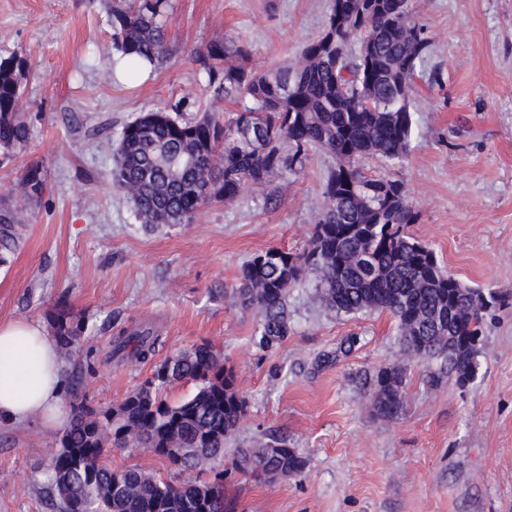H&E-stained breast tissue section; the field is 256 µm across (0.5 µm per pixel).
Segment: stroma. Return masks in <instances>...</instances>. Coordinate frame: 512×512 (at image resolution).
Instances as JSON below:
<instances>
[{
  "instance_id": "stroma-1",
  "label": "stroma",
  "mask_w": 512,
  "mask_h": 512,
  "mask_svg": "<svg viewBox=\"0 0 512 512\" xmlns=\"http://www.w3.org/2000/svg\"><path fill=\"white\" fill-rule=\"evenodd\" d=\"M111 6L0 0V56L31 65L32 127L27 146L0 164V200L30 165L48 186L0 264V320L43 322L61 300L88 316L94 363L77 395L98 408L121 402L157 360L204 340L221 346L245 403L224 450L234 512H512V0H413L430 43L412 99L416 133L402 162H363L369 174L403 179L417 215L410 234L467 286L501 295L466 387L440 361H410L391 314H336L311 279L288 291V337L255 344L254 311L227 293L254 253L307 249L331 157L313 154L304 174L275 180L273 205L247 188L193 223L156 230L112 185L124 123L178 104L188 116L228 110L204 94L193 48L226 36L249 48L251 66H280L320 34L330 0H171L164 60L113 81L103 75L116 55ZM105 121L111 130L86 135ZM142 324L159 337L154 358H113L114 337ZM386 366L406 370L392 418L376 413L369 383ZM56 434L37 419L0 424V512H55L46 473ZM273 438L303 457L300 474L257 480L236 468L239 447Z\"/></svg>"
}]
</instances>
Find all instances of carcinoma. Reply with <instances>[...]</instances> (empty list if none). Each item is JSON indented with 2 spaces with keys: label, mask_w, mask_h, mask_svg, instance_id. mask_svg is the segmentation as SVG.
Here are the masks:
<instances>
[{
  "label": "carcinoma",
  "mask_w": 512,
  "mask_h": 512,
  "mask_svg": "<svg viewBox=\"0 0 512 512\" xmlns=\"http://www.w3.org/2000/svg\"><path fill=\"white\" fill-rule=\"evenodd\" d=\"M366 16L339 15L337 0L322 32L297 63L274 70L248 66L250 52L231 40H212L195 51L213 100L235 105L232 116L208 110L185 118L148 111L125 123L114 156L113 185L132 204L142 224H188L202 206L236 198L246 187L267 190L275 180L305 171L315 151L335 165L323 186L324 205L309 249L296 255L271 247L241 268L236 302L255 310L257 340L271 348L288 336V290L316 275L319 300L338 314L387 311L405 350L414 359L443 360L455 383L478 373L479 341L486 308L495 292L460 283L445 271L435 250L405 232L416 220L404 182L365 173L362 158L400 162L415 134L410 107L429 44L412 40L411 0H373ZM169 0H117L110 22L115 50L135 71L140 61L165 57L163 16ZM363 30L371 56L349 50L348 28ZM28 61L0 58V155L24 149L31 128L23 108ZM408 96L398 102V84ZM46 189L43 168L27 167L15 188L20 203L0 209V263L13 251L14 224H23ZM61 358L90 362L91 327L65 302L48 313ZM158 337L140 326L115 337L112 356L145 360ZM195 385L190 396L170 402L164 391ZM405 369L383 367L373 379L375 409L384 417L402 407ZM244 415L232 371L213 343L202 341L165 357L152 376L113 407L73 403L70 423L58 437L46 492L58 512H226L224 441ZM141 448L167 463L164 477L137 465L112 467V451ZM273 444L243 448L256 478L300 473L304 460L293 448Z\"/></svg>",
  "instance_id": "cac0c4a2"
}]
</instances>
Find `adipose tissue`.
<instances>
[{
	"instance_id": "obj_1",
	"label": "adipose tissue",
	"mask_w": 512,
	"mask_h": 512,
	"mask_svg": "<svg viewBox=\"0 0 512 512\" xmlns=\"http://www.w3.org/2000/svg\"><path fill=\"white\" fill-rule=\"evenodd\" d=\"M62 370L57 342L40 322H0V423L37 418L53 424L59 416Z\"/></svg>"
}]
</instances>
